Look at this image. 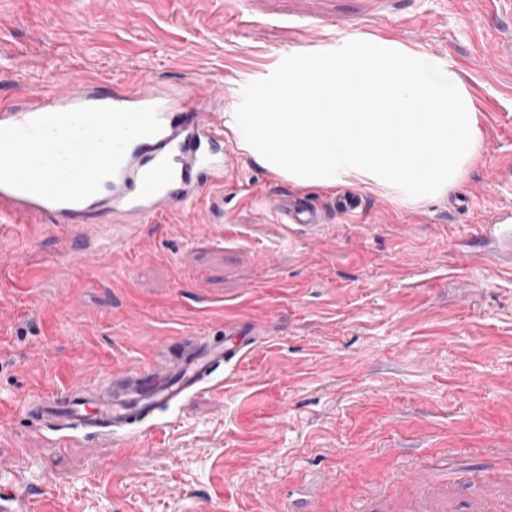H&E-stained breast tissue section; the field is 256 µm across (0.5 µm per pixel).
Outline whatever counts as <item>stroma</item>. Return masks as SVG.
<instances>
[{
	"label": "stroma",
	"instance_id": "obj_1",
	"mask_svg": "<svg viewBox=\"0 0 512 512\" xmlns=\"http://www.w3.org/2000/svg\"><path fill=\"white\" fill-rule=\"evenodd\" d=\"M380 36L452 60L484 147L452 193L412 206L359 185L316 234L261 199L296 184L238 151L197 208L69 259L37 215L0 227V457L24 512H512V269L458 260L512 208V14L487 0H0V102L86 77L242 89L292 53ZM263 326L223 380L112 436L46 445L16 410L163 345ZM418 480H411V473Z\"/></svg>",
	"mask_w": 512,
	"mask_h": 512
}]
</instances>
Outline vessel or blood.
<instances>
[{
    "label": "vessel or blood",
    "mask_w": 512,
    "mask_h": 512,
    "mask_svg": "<svg viewBox=\"0 0 512 512\" xmlns=\"http://www.w3.org/2000/svg\"><path fill=\"white\" fill-rule=\"evenodd\" d=\"M224 92L206 90L203 102L178 87L162 91L150 77L130 85L85 78L49 94L29 93L21 102L0 107V127L27 125L34 118L82 106L116 108L156 107L162 123L157 135L132 141L113 177L96 195L81 202H52L32 193L0 185V224L36 214L49 224L74 230L108 218L126 225L148 224L174 210H192L204 188L223 185L234 172L235 152L224 134L221 107ZM278 223L315 232L325 221L323 209L295 193L267 201ZM498 242V260L512 264V225L485 224L462 246L472 255L486 238ZM240 326L225 322L223 332L233 345L211 342L206 336L182 339L181 354L161 350L137 371L113 373L110 380L92 384L82 379L63 389L33 395L23 402L25 417L52 440L86 429H122L137 416L149 415L186 401L209 388L216 371L240 360L251 350L238 340Z\"/></svg>",
    "instance_id": "1"
}]
</instances>
